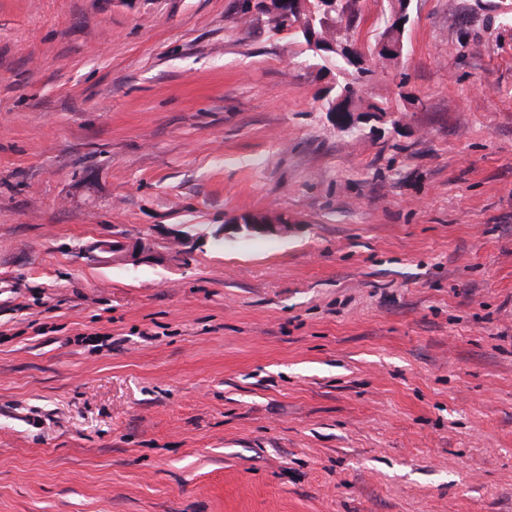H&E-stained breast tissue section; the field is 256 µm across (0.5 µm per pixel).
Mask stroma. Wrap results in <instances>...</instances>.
I'll return each mask as SVG.
<instances>
[{
  "mask_svg": "<svg viewBox=\"0 0 512 512\" xmlns=\"http://www.w3.org/2000/svg\"><path fill=\"white\" fill-rule=\"evenodd\" d=\"M390 4L345 127L248 0H0V512H512V0ZM405 15H407L405 10L401 11L399 8H397L395 11H393L390 22L388 24L389 31L385 36L380 37L378 41V52L382 58L391 61H398L403 56L402 44L401 41L398 40L397 36L399 29H406L405 19L400 21L396 26H391V23L394 19ZM243 215L249 214L234 216L226 221L225 224H220L213 232L214 239L218 243H224L223 240L226 236H233L235 234L252 237L285 234L288 232V225L282 224L277 218ZM103 253H112V255L123 254L133 259L142 260H161L163 255L156 249L151 239H139L127 241L122 238L112 239V241H101L95 247Z\"/></svg>",
  "mask_w": 512,
  "mask_h": 512,
  "instance_id": "stroma-1",
  "label": "stroma"
}]
</instances>
